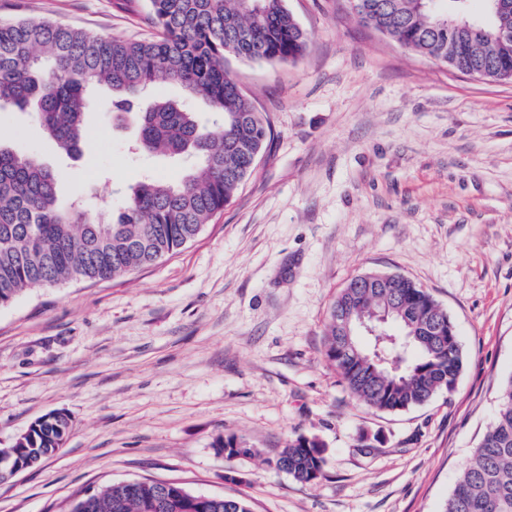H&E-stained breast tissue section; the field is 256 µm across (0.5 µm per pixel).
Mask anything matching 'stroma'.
<instances>
[{"label":"stroma","instance_id":"35a3bbf8","mask_svg":"<svg viewBox=\"0 0 512 512\" xmlns=\"http://www.w3.org/2000/svg\"><path fill=\"white\" fill-rule=\"evenodd\" d=\"M309 34L285 62L226 68L273 140L191 242L124 275L36 285L0 306V448L39 418L72 431L0 482V512H66L84 490L152 479L246 497L252 512H440L512 374V81L462 74L363 26L352 0H285ZM122 40L156 29L148 0H0ZM98 89L94 132L69 158L36 111L0 107V143L80 195L122 210L144 176L187 162L132 150ZM370 270L403 274L447 310L463 351L452 392L397 412L355 400L324 356L336 294ZM325 476L265 462L296 435ZM259 451L229 460L217 437Z\"/></svg>","mask_w":512,"mask_h":512}]
</instances>
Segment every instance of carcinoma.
I'll return each mask as SVG.
<instances>
[{"label":"carcinoma","mask_w":512,"mask_h":512,"mask_svg":"<svg viewBox=\"0 0 512 512\" xmlns=\"http://www.w3.org/2000/svg\"><path fill=\"white\" fill-rule=\"evenodd\" d=\"M360 20L406 48L451 62L464 73L512 74V9L485 4L476 31L441 26L437 17L463 21L468 0L452 9H425V0H354ZM157 36L129 42L44 20L0 24V103L37 110L58 149L77 153L87 142L92 93L112 89L110 112L132 116L133 144L141 153L191 157L181 181L147 178L130 189L126 207L89 210L79 199L59 205L57 179L33 155L0 144V306L26 288L83 278L107 279L152 265L195 239L224 209L254 169L271 130L251 100L237 92L224 68L226 57L287 61L301 56L307 32L284 0H149ZM159 81L180 84L206 100L217 114L215 135L194 112L151 94ZM373 288H342L324 327L325 356L350 394L376 411L421 406L451 392L463 367L458 334L448 312L410 278L369 272ZM374 323L373 344L352 335L340 342V322ZM70 432L68 417L51 413L0 448V462L20 448H33L37 462L55 455ZM214 447L231 460L257 450L235 435ZM269 464L302 484L324 475L325 448L315 437L298 435ZM200 495L179 484L162 494L152 480L112 484L77 496L68 512H251L244 497ZM441 512H512V375L499 387L493 423L462 462Z\"/></svg>","instance_id":"carcinoma-1"}]
</instances>
